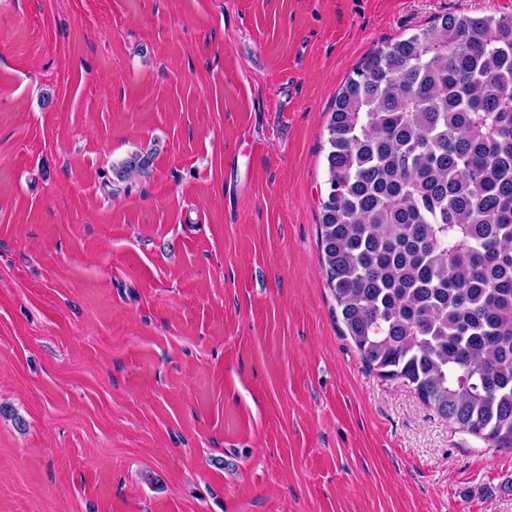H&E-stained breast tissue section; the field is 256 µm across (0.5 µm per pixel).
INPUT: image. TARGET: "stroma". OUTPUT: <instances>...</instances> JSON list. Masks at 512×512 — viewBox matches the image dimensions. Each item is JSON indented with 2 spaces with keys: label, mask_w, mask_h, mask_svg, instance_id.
Here are the masks:
<instances>
[{
  "label": "stroma",
  "mask_w": 512,
  "mask_h": 512,
  "mask_svg": "<svg viewBox=\"0 0 512 512\" xmlns=\"http://www.w3.org/2000/svg\"><path fill=\"white\" fill-rule=\"evenodd\" d=\"M445 13L512 0H0V512H512L320 268L335 96ZM153 152H136L128 159L112 166V175L120 182H126L134 175H139L148 169Z\"/></svg>",
  "instance_id": "35a3bbf8"
}]
</instances>
